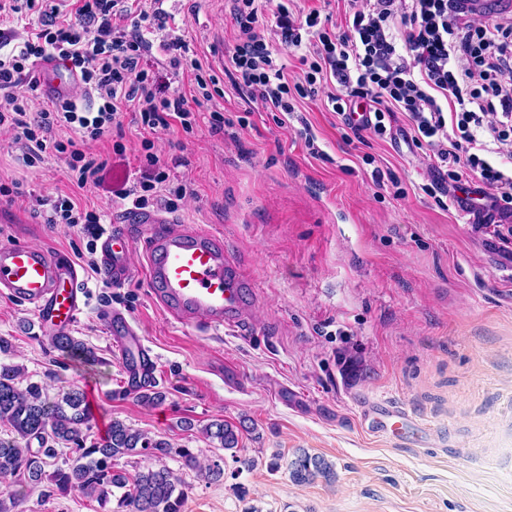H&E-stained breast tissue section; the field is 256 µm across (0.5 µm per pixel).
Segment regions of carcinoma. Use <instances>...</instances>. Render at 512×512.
<instances>
[{"label": "carcinoma", "mask_w": 512, "mask_h": 512, "mask_svg": "<svg viewBox=\"0 0 512 512\" xmlns=\"http://www.w3.org/2000/svg\"><path fill=\"white\" fill-rule=\"evenodd\" d=\"M53 344L60 350L96 361L91 350L70 335L56 336ZM18 368L0 364V423L13 437L0 439V477L17 476L31 488L48 482L51 493L77 492L106 507L117 501L120 512H182L187 495L185 484L171 469L148 467L133 476L115 469L116 460L129 455H146L158 462L179 458L187 467L196 465V456L188 448H177L166 439H154L115 419L99 441H88L91 410L79 390L67 393L60 402H48L41 387L16 384ZM202 432L219 443V448L238 447L240 430L224 420L207 424ZM38 448H32V441ZM52 471H47L48 467ZM333 474L322 458L301 454L291 463L290 476L296 483L310 481L316 475Z\"/></svg>", "instance_id": "cac0c4a2"}]
</instances>
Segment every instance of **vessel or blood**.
I'll return each instance as SVG.
<instances>
[{
  "mask_svg": "<svg viewBox=\"0 0 512 512\" xmlns=\"http://www.w3.org/2000/svg\"><path fill=\"white\" fill-rule=\"evenodd\" d=\"M36 72L39 89L48 97L68 96L79 85L77 75L62 60L37 64ZM122 221L147 229L146 275L172 318L186 324L204 321L213 327L230 323L247 282L233 274L220 237L202 226L167 231L164 225L169 218L158 210L132 209ZM130 247L126 233L100 237L99 268L112 283L130 277ZM78 282L76 267L63 264L44 248L21 242L0 247V293L32 306L40 329L48 335L70 332L85 309L86 295ZM112 335L126 362L129 387L142 386L152 373L142 337L120 313L112 316ZM366 419L375 433L410 435L419 429L413 419L386 403H374Z\"/></svg>",
  "mask_w": 512,
  "mask_h": 512,
  "instance_id": "1",
  "label": "vessel or blood"
}]
</instances>
